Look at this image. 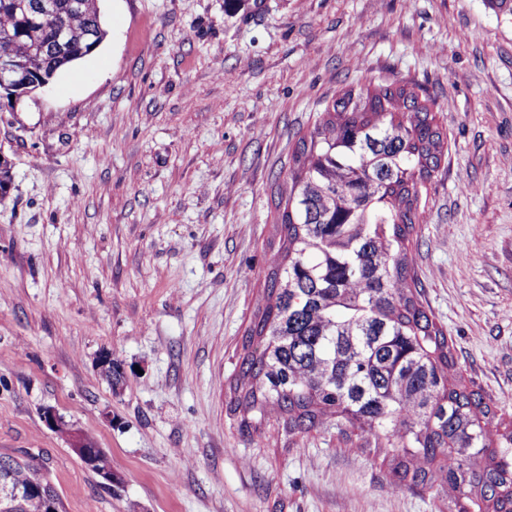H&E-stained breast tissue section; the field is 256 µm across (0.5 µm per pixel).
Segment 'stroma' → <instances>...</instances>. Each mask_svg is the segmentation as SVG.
I'll return each instance as SVG.
<instances>
[{
    "instance_id": "obj_1",
    "label": "stroma",
    "mask_w": 512,
    "mask_h": 512,
    "mask_svg": "<svg viewBox=\"0 0 512 512\" xmlns=\"http://www.w3.org/2000/svg\"><path fill=\"white\" fill-rule=\"evenodd\" d=\"M105 37L0 90V458L62 512H436L328 423L229 410L300 134L347 87L434 101L409 244L457 369L512 416V16L490 0H96ZM111 352L119 388L97 359ZM104 448L105 485L48 427ZM45 421L48 424L49 427L52 429L60 432L61 430L66 431L68 433L70 440H71V447L77 451L78 453H81L83 455L80 456V458L83 460V462L86 464V462L92 466L96 467L98 474L106 481L112 484L113 476H112V465L110 461L108 460L104 450L100 448L99 451H89L85 450L83 448L88 449H96V442L92 436L89 434L82 432V435L84 437V440L86 441V444L90 447H87L85 444L80 431L74 427L73 424L67 422L63 419V417L57 415L56 413L52 411H47L45 413ZM85 459V460H84ZM86 461V462H85Z\"/></svg>"
}]
</instances>
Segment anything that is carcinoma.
<instances>
[{
  "label": "carcinoma",
  "mask_w": 512,
  "mask_h": 512,
  "mask_svg": "<svg viewBox=\"0 0 512 512\" xmlns=\"http://www.w3.org/2000/svg\"><path fill=\"white\" fill-rule=\"evenodd\" d=\"M0 0V49L29 52L39 80L92 52L105 31L85 0V39L59 48L55 27L75 0ZM447 136L428 99L395 82L340 90L297 142L291 187L278 204L277 249L244 336L235 408L302 435L331 420L383 456L391 486L431 490L439 512H512V419L473 389L442 327L428 315L408 244L419 185L433 177ZM25 489L30 467L0 459V484ZM0 512H49L28 493Z\"/></svg>",
  "instance_id": "1"
}]
</instances>
